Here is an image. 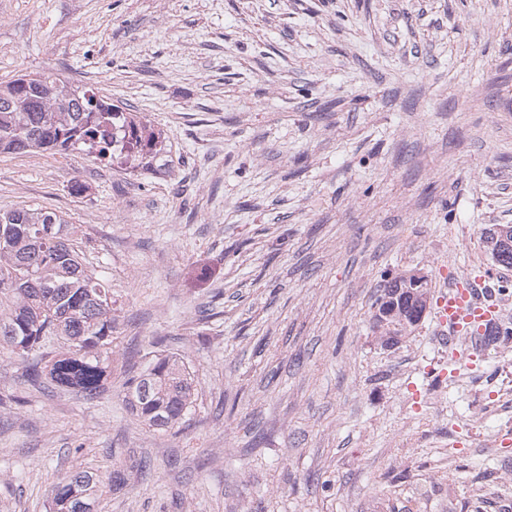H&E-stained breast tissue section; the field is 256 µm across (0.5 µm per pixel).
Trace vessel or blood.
<instances>
[{"label": "vessel or blood", "instance_id": "b4317fda", "mask_svg": "<svg viewBox=\"0 0 512 512\" xmlns=\"http://www.w3.org/2000/svg\"><path fill=\"white\" fill-rule=\"evenodd\" d=\"M494 287L488 275L468 274L449 279L447 293L436 301L437 335L441 343L451 349L460 342L468 346L466 354H454L456 366L475 368L489 335L502 323L501 303Z\"/></svg>", "mask_w": 512, "mask_h": 512}]
</instances>
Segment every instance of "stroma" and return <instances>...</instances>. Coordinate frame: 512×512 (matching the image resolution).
Listing matches in <instances>:
<instances>
[{"label": "stroma", "instance_id": "stroma-1", "mask_svg": "<svg viewBox=\"0 0 512 512\" xmlns=\"http://www.w3.org/2000/svg\"><path fill=\"white\" fill-rule=\"evenodd\" d=\"M43 72L160 148L0 153V210L77 225L116 322L91 399L0 358V512L80 470L98 512H512V341L449 381L434 309L373 321L397 275L512 287V0H0V82ZM164 350L194 403L152 431L123 384ZM489 225L481 228V240L485 244L487 251L491 255L497 256L495 262L501 266H512V226H495ZM494 226V227H493ZM492 228L496 230L495 238L498 241V245L501 249L510 250L508 252L497 250L498 245L497 242L494 241V237L492 235Z\"/></svg>", "mask_w": 512, "mask_h": 512}]
</instances>
